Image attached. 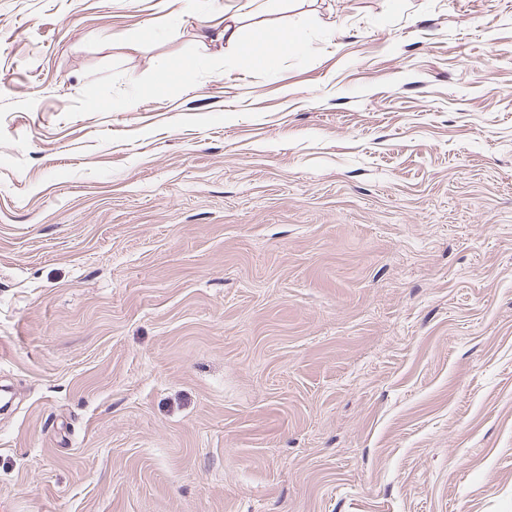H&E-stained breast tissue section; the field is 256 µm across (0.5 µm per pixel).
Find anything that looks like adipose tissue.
Returning <instances> with one entry per match:
<instances>
[{"label":"adipose tissue","instance_id":"ef3b65f1","mask_svg":"<svg viewBox=\"0 0 512 512\" xmlns=\"http://www.w3.org/2000/svg\"><path fill=\"white\" fill-rule=\"evenodd\" d=\"M200 39L220 41L234 47L241 65L247 69L272 68L275 63L288 52L296 50L298 34L293 30H284L265 39L261 47H254L252 40L246 39L236 22L225 23L221 30H213L210 26H202Z\"/></svg>","mask_w":512,"mask_h":512}]
</instances>
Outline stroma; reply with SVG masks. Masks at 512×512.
Segmentation results:
<instances>
[{"label":"stroma","instance_id":"35a3bbf8","mask_svg":"<svg viewBox=\"0 0 512 512\" xmlns=\"http://www.w3.org/2000/svg\"><path fill=\"white\" fill-rule=\"evenodd\" d=\"M262 2L0 0V512H512V0ZM224 27L213 31L209 25H203L199 32L201 40L209 39L210 41H222L223 46L234 47L239 56L241 65L247 69L272 68L275 63L289 51H295L298 45V34L296 30H284L276 33L268 38L258 50L254 48L252 40L246 39L243 35L242 28L232 20L225 23Z\"/></svg>","mask_w":512,"mask_h":512}]
</instances>
